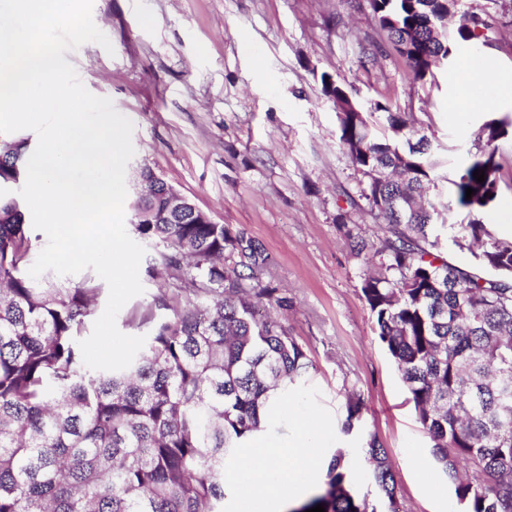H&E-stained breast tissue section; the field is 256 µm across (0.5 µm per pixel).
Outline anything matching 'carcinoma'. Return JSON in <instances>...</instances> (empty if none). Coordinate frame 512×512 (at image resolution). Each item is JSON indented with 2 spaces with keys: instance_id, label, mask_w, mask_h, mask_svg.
Masks as SVG:
<instances>
[{
  "instance_id": "cac0c4a2",
  "label": "carcinoma",
  "mask_w": 512,
  "mask_h": 512,
  "mask_svg": "<svg viewBox=\"0 0 512 512\" xmlns=\"http://www.w3.org/2000/svg\"><path fill=\"white\" fill-rule=\"evenodd\" d=\"M367 2L414 79L452 58L455 43L430 32L443 28L454 0ZM491 29L475 6L460 15L457 34L484 43ZM321 81L336 107L347 106L336 112L339 139L369 178L364 197L386 233L372 253L352 241L367 265L361 292L377 338L460 512H512V237L484 222L502 181L499 121L480 127L452 181L464 217L449 224L448 203L427 197L436 167L428 137L378 103L392 136H376L345 86L329 74ZM28 148L26 139L0 146V187L25 178ZM162 212L146 199L134 231L155 247V265L195 287L197 301L153 299L133 363L92 370L78 342L104 280L92 270L76 285L30 277L35 237L0 192V512H223L225 470L313 367L278 318L259 314L266 303L288 307L260 280L270 264L263 246L222 224L166 223ZM450 249L470 253L471 266L448 262ZM246 278L255 285L243 287ZM157 309L168 315L156 318ZM362 408L348 396L344 434ZM366 444L358 452L371 464L374 494L357 492L339 448L303 509L398 512L386 449L374 437Z\"/></svg>"
}]
</instances>
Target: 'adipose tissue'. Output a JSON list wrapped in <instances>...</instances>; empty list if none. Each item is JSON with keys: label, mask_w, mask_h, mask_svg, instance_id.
Wrapping results in <instances>:
<instances>
[{"label": "adipose tissue", "mask_w": 512, "mask_h": 512, "mask_svg": "<svg viewBox=\"0 0 512 512\" xmlns=\"http://www.w3.org/2000/svg\"><path fill=\"white\" fill-rule=\"evenodd\" d=\"M255 448H261V455L253 450L245 451L244 459L251 469L248 480H241L237 472H230L228 482L240 484L244 497H271L288 500L299 491L298 475L317 454L316 438L307 421L295 419L294 437L285 448H264L262 440H255Z\"/></svg>", "instance_id": "obj_1"}]
</instances>
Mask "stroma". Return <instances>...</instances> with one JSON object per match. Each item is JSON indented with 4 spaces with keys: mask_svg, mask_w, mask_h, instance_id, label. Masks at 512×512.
<instances>
[{
    "mask_svg": "<svg viewBox=\"0 0 512 512\" xmlns=\"http://www.w3.org/2000/svg\"><path fill=\"white\" fill-rule=\"evenodd\" d=\"M496 20L487 43L462 45L465 59L512 70V0H460ZM93 20L112 47L88 42L66 53L85 87L109 98L134 125L130 167L145 164L231 232L260 242L263 282L288 298L277 316L313 362L289 403L272 417L267 443L293 437L291 414L307 419L322 460L303 471L304 502L325 479L326 461L349 449L348 470L365 469L355 436L341 432L346 398L364 400L361 425L388 451L401 512H456L452 485L431 454L361 293L365 266L350 236L380 245L384 232L363 196L368 178L339 141L336 110L322 91L333 75L367 112L377 134L400 113L426 134L439 165L434 191L467 162L488 115L512 121V102L487 113L493 86H474L461 110L457 61L414 80L381 32L366 0H94ZM144 287L118 313V329L154 296L194 302L193 288L139 269Z\"/></svg>",
    "mask_w": 512,
    "mask_h": 512,
    "instance_id": "35a3bbf8",
    "label": "stroma"
}]
</instances>
